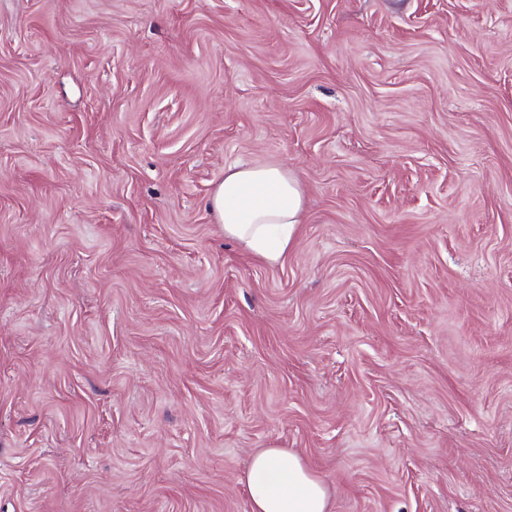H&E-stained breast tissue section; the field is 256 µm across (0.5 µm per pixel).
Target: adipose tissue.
I'll list each match as a JSON object with an SVG mask.
<instances>
[{
    "label": "adipose tissue",
    "instance_id": "obj_1",
    "mask_svg": "<svg viewBox=\"0 0 512 512\" xmlns=\"http://www.w3.org/2000/svg\"><path fill=\"white\" fill-rule=\"evenodd\" d=\"M226 238L268 265L280 264L304 214V190L289 169L231 165L208 198ZM251 512H329V488L285 448L258 450L246 475Z\"/></svg>",
    "mask_w": 512,
    "mask_h": 512
}]
</instances>
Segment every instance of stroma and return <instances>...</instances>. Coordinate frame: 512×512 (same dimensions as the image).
I'll return each instance as SVG.
<instances>
[{
    "label": "stroma",
    "mask_w": 512,
    "mask_h": 512,
    "mask_svg": "<svg viewBox=\"0 0 512 512\" xmlns=\"http://www.w3.org/2000/svg\"><path fill=\"white\" fill-rule=\"evenodd\" d=\"M281 165V265L207 209ZM512 512V0H0V512ZM251 512H329V488L285 448L258 450L246 475Z\"/></svg>",
    "instance_id": "stroma-1"
}]
</instances>
